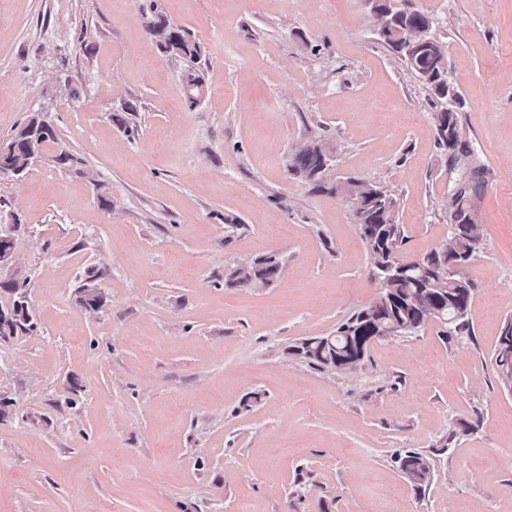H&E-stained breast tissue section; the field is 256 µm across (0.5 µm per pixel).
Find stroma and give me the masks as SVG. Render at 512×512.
Segmentation results:
<instances>
[{
  "mask_svg": "<svg viewBox=\"0 0 512 512\" xmlns=\"http://www.w3.org/2000/svg\"><path fill=\"white\" fill-rule=\"evenodd\" d=\"M410 3L490 172L470 331L430 323L335 371L288 349L379 295L344 180L398 198L404 255L448 240L428 91L367 0H0V142L35 114L54 130L0 176V277L36 324L0 336V512H512V0ZM307 144L324 190L291 169ZM269 257L270 283L231 281ZM170 35L169 41H165L166 48L184 56L191 64H197L201 55V48L190 37L176 30H167ZM399 460H401V471L411 481L418 485H423L428 481L431 473V464L426 457L415 452H407V454L403 458L400 457ZM410 473L417 475V477L412 479Z\"/></svg>",
  "mask_w": 512,
  "mask_h": 512,
  "instance_id": "1",
  "label": "stroma"
}]
</instances>
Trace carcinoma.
Returning a JSON list of instances; mask_svg holds the SVG:
<instances>
[{"label":"carcinoma","mask_w":512,"mask_h":512,"mask_svg":"<svg viewBox=\"0 0 512 512\" xmlns=\"http://www.w3.org/2000/svg\"><path fill=\"white\" fill-rule=\"evenodd\" d=\"M378 9L389 14L386 27L379 31L382 43L416 75L432 95L431 118L436 141L442 151L445 167L453 169L448 195V224L459 220L467 225L458 233L456 249L465 260L483 245L482 224L470 223L469 213L476 211V203L488 185V169L471 144L461 138L460 112L465 99L460 93L448 95V68L445 44L435 39L430 30V14L412 7L398 8L391 0H380ZM166 48L184 56L192 64L199 62L201 48L190 37L176 30H168ZM38 126L36 118L15 129L10 139V152L3 156V164L15 176L22 175L30 165V142ZM324 150L318 144L304 146L294 157L292 171L321 189L318 181L324 170ZM349 195L354 201V221L373 260V275L379 280L392 301L378 298L372 305L354 313L328 336L304 339L293 346L296 355L319 369L343 370L345 361L338 359L341 351L378 334L371 328L375 323L385 326L405 323L413 332L421 330L433 317L441 326L440 335L469 330L467 312L473 294V285L462 274L443 265L439 250L420 258L402 256L403 229L396 224L398 199L386 189L358 180H351ZM279 272V266L269 259L246 270L232 273V282L246 286L253 282H269ZM400 469L405 475L414 474L413 482L425 484L431 473L429 460L409 452L401 458Z\"/></svg>","instance_id":"obj_1"}]
</instances>
